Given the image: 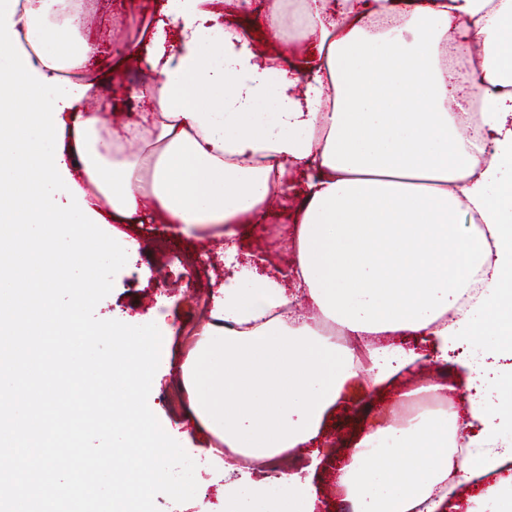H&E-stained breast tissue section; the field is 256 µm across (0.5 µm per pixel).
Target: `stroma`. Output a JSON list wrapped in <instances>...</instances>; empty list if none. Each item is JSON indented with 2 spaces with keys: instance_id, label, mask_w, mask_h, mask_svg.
Returning a JSON list of instances; mask_svg holds the SVG:
<instances>
[{
  "instance_id": "obj_1",
  "label": "stroma",
  "mask_w": 512,
  "mask_h": 512,
  "mask_svg": "<svg viewBox=\"0 0 512 512\" xmlns=\"http://www.w3.org/2000/svg\"><path fill=\"white\" fill-rule=\"evenodd\" d=\"M154 0H96L87 15L82 34L98 44L97 58L91 61L94 70H103L112 60L118 46L115 19L130 4L141 8L152 7ZM303 178L294 175V192L288 199L271 201L272 215L268 224L258 225L242 236L239 245L242 254L263 255L268 264L287 270L291 257L279 248L276 236L269 234L268 225L286 223L297 203L296 193L302 188ZM119 229L126 237L140 244L137 259L126 264L114 277L112 291L95 308L102 320L123 316L134 317L139 324L157 321L167 316L178 330H191L201 318V309L208 301L214 283L224 278V242L220 239H189L175 233L158 214H144L123 220ZM179 335L162 340L160 365L156 371L154 389L157 409L155 415L165 432L176 440L194 458L198 466L195 477L198 484L193 499L177 504L168 496L155 498L159 512H224V486L235 484L242 512H257L259 507L250 492L248 477L226 475L216 469L209 454V439L196 431L191 417L182 403L175 378V367L182 360ZM455 383L454 369L441 372L430 363L402 375L396 382L383 388L373 397L371 414L390 409L397 394L425 381ZM361 418L351 411L350 404H340L328 417L320 435L325 443H334L333 454L319 466L314 484L318 495L317 512H335L334 492L336 474L343 465L345 448L357 439Z\"/></svg>"
}]
</instances>
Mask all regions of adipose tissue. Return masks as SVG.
I'll return each mask as SVG.
<instances>
[{"label":"adipose tissue","mask_w":512,"mask_h":512,"mask_svg":"<svg viewBox=\"0 0 512 512\" xmlns=\"http://www.w3.org/2000/svg\"><path fill=\"white\" fill-rule=\"evenodd\" d=\"M57 0L12 17L39 74L83 70L97 52ZM244 0H163L123 21L128 54L154 78L149 115L114 130L64 108V148L81 166L91 211L163 210L181 234L234 241L262 224L289 174H305L284 248L294 284L236 272L217 283L208 322L177 373L197 429L224 468L260 462L251 494L266 512H316L292 452L317 443L351 389L372 395L458 351L462 410H423L364 427L337 485L356 512H444L476 486V512H512V0H299L298 61L236 21ZM481 48L467 89L452 86L449 47ZM480 112L459 133L452 105ZM137 151H130V143ZM305 299L311 316L297 315ZM499 483H489V476Z\"/></svg>","instance_id":"1"}]
</instances>
